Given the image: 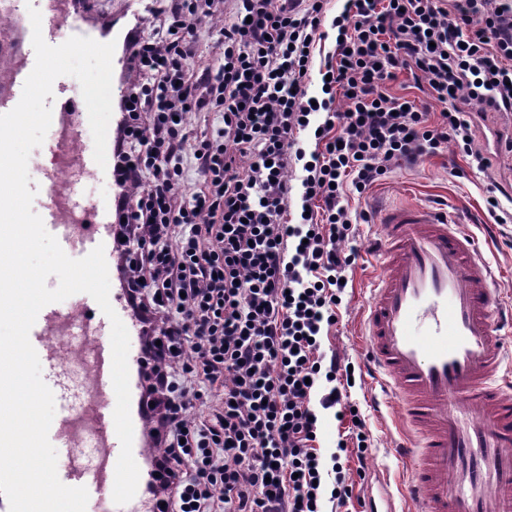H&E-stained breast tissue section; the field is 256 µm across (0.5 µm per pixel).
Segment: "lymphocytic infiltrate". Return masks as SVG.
<instances>
[{
    "mask_svg": "<svg viewBox=\"0 0 512 512\" xmlns=\"http://www.w3.org/2000/svg\"><path fill=\"white\" fill-rule=\"evenodd\" d=\"M220 2L150 0L121 43L115 236L155 240L127 284L154 360L150 493L169 512H322L325 497L349 512L369 429L322 347L359 256L342 247L361 219L349 201L449 144L489 168L473 112H512V0H346L333 17L330 0H231L225 18ZM203 35L218 62L199 60ZM401 72L418 97L390 93ZM192 112L224 125L194 132ZM322 410L346 423L327 456Z\"/></svg>",
    "mask_w": 512,
    "mask_h": 512,
    "instance_id": "obj_1",
    "label": "lymphocytic infiltrate"
}]
</instances>
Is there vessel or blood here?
<instances>
[{
    "instance_id": "1",
    "label": "vessel or blood",
    "mask_w": 512,
    "mask_h": 512,
    "mask_svg": "<svg viewBox=\"0 0 512 512\" xmlns=\"http://www.w3.org/2000/svg\"><path fill=\"white\" fill-rule=\"evenodd\" d=\"M140 0L113 15V41L131 28ZM73 0H0V114L19 102L35 64L28 10L42 17L52 46L78 35L103 41L92 24L96 0L73 11ZM52 136L41 152L35 184L41 218L63 251L80 259L95 247L112 251V208L85 200L84 179L120 185L113 166L99 167L82 95L67 77L53 84ZM379 245L384 269L371 283L361 326L369 369L397 398L399 453L413 467L399 492L426 512H512V353L501 341L498 278L477 241L457 231L451 214L414 203L387 209ZM110 303L130 336L128 355L132 453L147 464L144 441V356L138 321L124 286ZM111 323L95 300L77 293L70 305L45 306L29 339L44 382L59 407L49 440L59 448L60 481L86 487V512H153L146 484L119 506L112 493L121 445L113 411Z\"/></svg>"
}]
</instances>
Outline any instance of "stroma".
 Instances as JSON below:
<instances>
[{
  "mask_svg": "<svg viewBox=\"0 0 512 512\" xmlns=\"http://www.w3.org/2000/svg\"><path fill=\"white\" fill-rule=\"evenodd\" d=\"M499 137H512V125L501 124L498 136L493 137L488 133L486 120H478L476 142L489 153L491 160L486 172L470 169L465 158L455 149L447 148L423 162L401 164L387 178L377 182L363 198L351 200L352 210L366 213L368 219L357 226L354 244L361 257L353 271L352 284L342 296L337 331L326 343L327 348L342 361L362 367L369 358L360 331L371 280L382 269L380 257L369 249L370 242L381 232L382 211L407 201L451 213L463 210L472 213L476 221L461 225V232L478 238L487 236L489 217L484 188L494 181L504 186L512 184V154L496 152L495 140ZM494 232L485 256L492 267L501 271L499 288L502 296L512 298V224L496 227ZM350 394L371 429V450L365 461L366 477L355 486L361 501L355 504L354 510L365 512L366 503L380 497L379 477L398 476L409 468L410 462L395 452L399 437L393 425L394 398L384 385L366 375L356 380Z\"/></svg>",
  "mask_w": 512,
  "mask_h": 512,
  "instance_id": "35a3bbf8",
  "label": "stroma"
}]
</instances>
